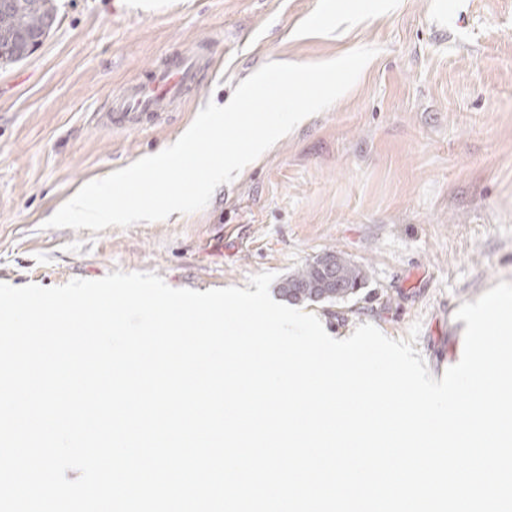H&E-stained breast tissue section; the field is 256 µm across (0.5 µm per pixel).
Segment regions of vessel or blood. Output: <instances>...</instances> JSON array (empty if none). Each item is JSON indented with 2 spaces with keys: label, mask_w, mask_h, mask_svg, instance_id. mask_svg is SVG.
<instances>
[{
  "label": "vessel or blood",
  "mask_w": 512,
  "mask_h": 512,
  "mask_svg": "<svg viewBox=\"0 0 512 512\" xmlns=\"http://www.w3.org/2000/svg\"><path fill=\"white\" fill-rule=\"evenodd\" d=\"M205 65V58L199 53L153 65L149 82L128 83L118 94L111 96L106 123L113 127L136 128L144 120L169 111L195 83Z\"/></svg>",
  "instance_id": "obj_1"
}]
</instances>
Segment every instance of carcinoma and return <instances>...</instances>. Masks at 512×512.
<instances>
[{
    "label": "carcinoma",
    "instance_id": "1",
    "mask_svg": "<svg viewBox=\"0 0 512 512\" xmlns=\"http://www.w3.org/2000/svg\"><path fill=\"white\" fill-rule=\"evenodd\" d=\"M51 20H56L54 0H10L8 5L0 6V62H19L37 48L33 42L10 40L4 36V32L19 26L41 36L45 34L46 23ZM328 254L335 259L336 279L345 287L336 289V295L327 298V301H345L363 287L366 274L342 252L332 249ZM320 279V271L308 262L281 282L278 293L294 304L311 302L312 292Z\"/></svg>",
    "mask_w": 512,
    "mask_h": 512
}]
</instances>
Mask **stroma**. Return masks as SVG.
Returning a JSON list of instances; mask_svg holds the SVG:
<instances>
[{
    "label": "stroma",
    "instance_id": "1",
    "mask_svg": "<svg viewBox=\"0 0 512 512\" xmlns=\"http://www.w3.org/2000/svg\"><path fill=\"white\" fill-rule=\"evenodd\" d=\"M55 0L26 59L0 63V282L56 287L153 272L173 288L285 279L341 251L366 283L306 303L327 333L370 323L415 343L434 378L458 363L455 317L512 282V0ZM205 44L183 105L125 129L97 124L112 93ZM377 48L355 85L189 214L126 228H45L84 182L179 138L272 62Z\"/></svg>",
    "mask_w": 512,
    "mask_h": 512
}]
</instances>
